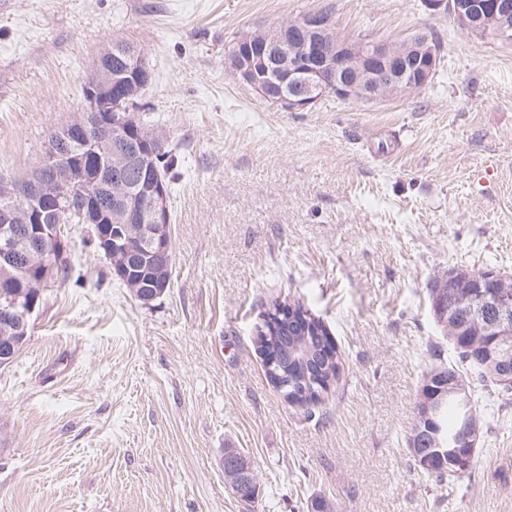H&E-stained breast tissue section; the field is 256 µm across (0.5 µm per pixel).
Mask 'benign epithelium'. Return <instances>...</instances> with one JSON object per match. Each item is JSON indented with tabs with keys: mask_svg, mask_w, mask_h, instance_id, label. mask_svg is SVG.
Instances as JSON below:
<instances>
[{
	"mask_svg": "<svg viewBox=\"0 0 512 512\" xmlns=\"http://www.w3.org/2000/svg\"><path fill=\"white\" fill-rule=\"evenodd\" d=\"M433 15H451L470 35L509 41L508 19L512 0H479L476 10L461 0H421ZM137 60L138 48L113 42L103 46L95 60L96 77L86 86L97 104L81 112L46 143L36 175L21 183L9 182L0 192V270L15 271L25 282L17 291L5 284L0 304V367L10 364L22 350L31 315L42 289L55 278L57 266L69 258L71 241L53 217L79 204L80 223L92 228L91 242L110 265L131 272L140 261L157 275L171 265L168 190L161 176L146 184L128 183L120 174L134 168H157L153 146L163 143L155 130L131 126L130 113L112 111L132 104L148 86L149 75L135 71L132 91L113 90L112 58ZM227 65L242 84L264 100L290 112L304 111L321 99L376 102L405 95L428 85L441 61V46L426 32L398 41L354 42L335 33L330 17L308 13L273 28L244 32L227 47ZM496 280L492 273L476 279L469 272L450 269L433 282L446 288L436 314L440 324L465 334L476 346L485 335L497 344L486 351L488 375L500 392L512 393V294L489 289L480 292L479 304L461 311L456 300L475 296L474 289ZM445 378L448 395L472 400L466 377L438 367L422 385L415 405V421H426L438 410L433 382ZM482 426L467 417L448 438V466L465 468L474 461V448ZM234 462L237 471L229 488L239 497L255 486L248 457L226 448L221 465Z\"/></svg>",
	"mask_w": 512,
	"mask_h": 512,
	"instance_id": "7a95c632",
	"label": "benign epithelium"
}]
</instances>
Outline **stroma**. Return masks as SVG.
I'll list each match as a JSON object with an SVG mask.
<instances>
[{"instance_id":"obj_1","label":"stroma","mask_w":512,"mask_h":512,"mask_svg":"<svg viewBox=\"0 0 512 512\" xmlns=\"http://www.w3.org/2000/svg\"><path fill=\"white\" fill-rule=\"evenodd\" d=\"M310 12L350 39L432 32L438 72L303 112L234 79L238 32ZM115 35L144 51L141 114L178 155L171 285L141 305L65 225L70 276L0 368V512H243L227 448L255 467L254 512H512V405L471 479L433 485L406 452L431 347L454 358L429 281L512 277V43L421 0H0L1 173L33 171ZM276 301L303 303L340 352L315 405L266 377L254 339Z\"/></svg>"}]
</instances>
